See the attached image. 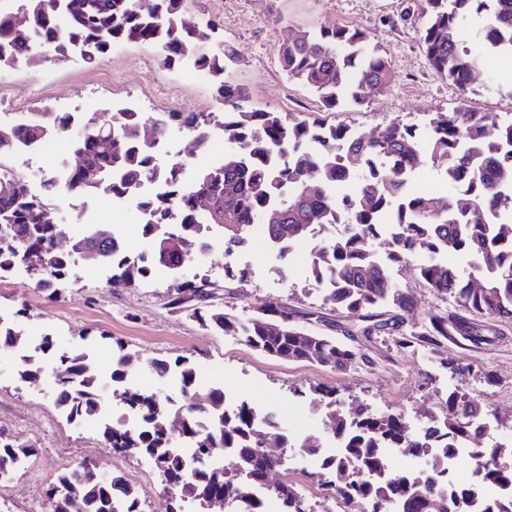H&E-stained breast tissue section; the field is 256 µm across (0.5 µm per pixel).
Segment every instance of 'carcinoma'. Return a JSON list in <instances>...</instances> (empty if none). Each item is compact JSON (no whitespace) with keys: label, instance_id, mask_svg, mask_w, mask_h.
<instances>
[{"label":"carcinoma","instance_id":"1","mask_svg":"<svg viewBox=\"0 0 512 512\" xmlns=\"http://www.w3.org/2000/svg\"><path fill=\"white\" fill-rule=\"evenodd\" d=\"M186 2L19 0L29 29L58 61L77 51L93 63L117 43L147 42L171 67L188 50L199 51L197 64L209 72L224 101V159L200 169L189 189L182 190L177 177L190 157L178 154L161 166L154 161L156 144L164 137L163 129L178 128L191 135L194 151H206L211 120L204 113L167 112L153 118L130 112L118 123L87 116L76 155L99 173V181L51 182L49 198L32 201L25 199L18 180L0 177V227L8 237L7 244H0V277L25 262L38 288L55 293L58 279L80 257L89 263L109 262L112 282L132 285L160 268L179 272L207 244H223L224 257L230 259L250 246L256 224L264 226L269 246L286 263L292 244L312 237L315 228L335 223L340 215L345 230L315 243L307 257L308 285L322 290L323 305L346 312L362 323L363 334L383 336L400 351L426 345L440 354L454 337L464 335L472 337L474 347L488 344L476 319H512V248L504 246L512 243V180L489 174L493 163L501 170L512 168V121L462 106L433 113L425 140L417 125L394 120L370 138L351 141L346 123L327 126L288 112L252 109L247 89L230 78L233 51L213 38L215 24L188 16ZM425 16L421 43L430 68L463 89L486 58L512 57V0H425ZM472 16L484 23L476 50L464 46L460 37ZM11 19L10 13L0 14V58L6 55L21 63L34 50L32 43L13 36ZM278 62L288 79L306 87L327 110L362 105L366 93L382 94L393 82L388 57L371 46L364 30L345 25L285 38ZM68 121L66 115L45 111L30 113L16 126L0 124V162L22 146L64 132ZM422 156L443 175V194L410 189L409 174ZM145 181L167 185L171 192L140 200L147 220L139 225L146 240L139 259L125 258L120 238L107 224L72 239L65 253L55 248L63 229L44 219L52 198L71 195L88 201L99 193L132 191ZM342 183L348 191L338 199L335 189ZM199 196L207 198L208 207L197 205ZM447 252L464 256L467 268L436 260ZM395 266L413 270L437 295L451 298L455 309L409 324L412 298L394 287ZM210 294L206 281L182 282L169 290L165 306L180 311L195 301L193 316L205 326L278 359L338 372L366 361L355 344L296 324L297 310L284 304L274 302L242 320L210 304ZM59 362L63 378L56 386V403L75 419L97 416L100 392L86 356L79 351L61 354ZM151 367L160 376L176 370L185 386L193 384L195 367L180 356L155 359ZM313 394L331 407L328 430L343 441L340 456L324 463L322 483L336 497L361 505L359 512H472L468 493L448 499L437 491L448 479L439 463H433L425 480L415 481L403 472L388 471L386 448L448 457L455 452L454 440L469 438L480 487L492 493L512 483V466L504 464V458H512V446H481L483 432L475 423L483 419V409L464 393H450L445 406L427 417L419 435L408 431L399 414L357 408L344 415L332 408L333 392L296 390L301 400ZM112 399L137 407L143 428L130 437L106 424L103 438L119 451L137 448L160 464L165 485L173 489L167 512H184L185 496L206 502L222 493L234 502H247L271 469L262 452L268 437L310 456L322 448L316 435L290 445L288 435L275 426L251 427L248 404L227 412L222 389L212 390L202 402L190 396L182 404L125 390L112 393ZM200 419L208 421V430L197 427ZM222 448L233 449L246 479L233 480L201 462ZM33 453V445L0 433V477L11 475ZM273 495L277 512H310L291 483L278 482ZM48 497L51 512H70L74 501L80 503V512H142L124 476L102 482L84 462L62 471Z\"/></svg>","mask_w":512,"mask_h":512}]
</instances>
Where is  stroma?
I'll use <instances>...</instances> for the list:
<instances>
[{
	"mask_svg": "<svg viewBox=\"0 0 512 512\" xmlns=\"http://www.w3.org/2000/svg\"><path fill=\"white\" fill-rule=\"evenodd\" d=\"M188 6L201 22L219 20L220 34L239 56L232 78L248 88L253 107L331 124L343 121L368 137L396 118L425 125L432 113L453 111L463 100L474 111L512 119V95L497 88L512 81V59H499L493 73L477 76L466 91L429 68L420 43L424 0H189ZM334 24L366 30L390 59L394 81L365 105L327 111L307 89L286 78L277 50L297 30ZM0 90L32 109L54 110L62 104L79 112L86 100L97 99L103 121L111 116L113 101L125 98L135 99L139 111L149 114L155 113L157 100L166 98L175 112L217 115L223 110L213 83L198 81L190 70L164 66L156 50L144 44L123 46L92 64L75 55L0 67ZM244 260L249 276L234 294L223 291L222 257H214L206 275L219 303L240 318L275 301L299 311L319 309V294L305 287V267L293 263L287 274H280L279 261L264 250L250 251ZM393 282L412 296L415 317L453 307L412 270L394 271ZM169 285V280L151 279L134 287L114 286L106 279H87L76 267L51 297L32 280L8 275L0 278V311L14 315L20 333L42 323L56 350H81L93 365L110 361L121 349L143 370L152 359L178 356L198 365L224 366L237 401L264 396L306 433L326 431V414L322 406L298 400V388L333 387L337 410L361 404L374 412L401 414L414 428L421 426L423 411L442 406L449 392L458 390L483 406L495 443L512 442V320L485 319L490 344L479 349L449 344L440 355L422 346L402 352L377 339L364 340L360 348L371 367L336 372L266 356L203 326L189 313L169 311L164 306ZM0 429L35 447L24 466L0 479V512H49L46 491L70 459L91 463L107 478L123 475L145 512H166L164 484L158 473L142 476L139 453L110 448L100 430L83 429L68 419L51 387L21 383L5 364L0 365ZM305 460L301 452L284 458L275 476L292 482L311 512H328V491Z\"/></svg>",
	"mask_w": 512,
	"mask_h": 512,
	"instance_id": "obj_1",
	"label": "stroma"
}]
</instances>
